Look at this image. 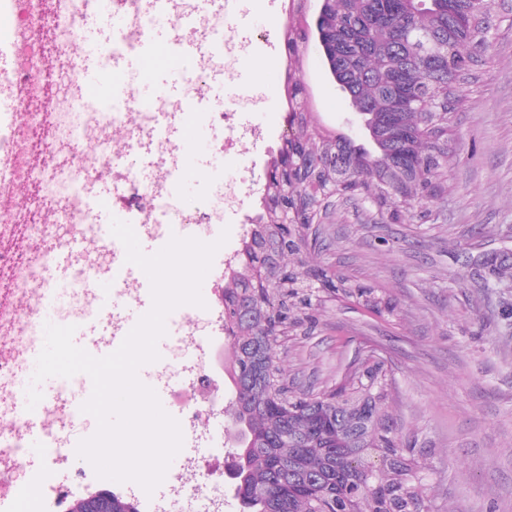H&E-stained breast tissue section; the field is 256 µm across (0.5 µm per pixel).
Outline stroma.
Wrapping results in <instances>:
<instances>
[{
	"label": "stroma",
	"mask_w": 512,
	"mask_h": 512,
	"mask_svg": "<svg viewBox=\"0 0 512 512\" xmlns=\"http://www.w3.org/2000/svg\"><path fill=\"white\" fill-rule=\"evenodd\" d=\"M288 3L252 0L233 19L236 29L270 36L229 77L269 97L258 118L268 145L220 155L224 171L253 165L266 174L282 141ZM487 58L453 119L447 197L411 224H379L364 206L342 201L309 240L314 265L372 289L385 308L323 294L276 343L298 396L337 386L366 354L385 360L392 411L429 466L427 493L440 512H512V277L486 289L462 266L472 252H512V11L492 31ZM302 79L324 125L363 139L315 48L305 51Z\"/></svg>",
	"instance_id": "obj_1"
}]
</instances>
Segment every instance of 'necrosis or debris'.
I'll return each mask as SVG.
<instances>
[{"label":"necrosis or debris","instance_id":"4bbe7bcc","mask_svg":"<svg viewBox=\"0 0 512 512\" xmlns=\"http://www.w3.org/2000/svg\"><path fill=\"white\" fill-rule=\"evenodd\" d=\"M241 2L121 0L129 28L98 55L102 80L113 78L114 55L138 52L163 19L172 21L178 39L197 44L199 51L182 73L181 98L160 96L143 103L130 94L102 104L88 96L84 79L83 44L98 20L97 0H13L0 30L11 61L0 71V82L20 91L18 111L0 112V160L8 167L0 180V476L11 489L31 482L23 383L43 339V315L54 314L64 324L92 322L107 308L96 278L120 254L109 226L101 222L92 187L106 181L120 187L142 232L166 240L190 229L219 235L224 216L242 212L258 190L255 169L240 168L204 178L196 206L177 205L175 188L187 145L159 121L171 114L184 125L199 120L222 129V138L213 143L219 153L264 142L262 127L236 123L232 101L197 115L183 110L185 100L207 99L213 80L233 70L245 52L231 24ZM57 78L71 86V93L52 92L50 83ZM143 153L151 159L146 176L137 164ZM62 224L68 227L63 235L57 232ZM73 240L82 245L81 258L66 280L51 284L46 273ZM166 329L175 360L156 375L174 386V404L187 433L210 436L211 417L224 410L222 387L212 373L224 312L213 307L203 320L192 306H182L168 316ZM81 383L78 375L62 379L58 397L42 414L49 442L44 455L60 473L69 471L75 452L56 447L55 438L83 439L92 429L91 416L69 404ZM181 461L179 473L169 480L180 512H223V467L198 448L182 451Z\"/></svg>","mask_w":512,"mask_h":512}]
</instances>
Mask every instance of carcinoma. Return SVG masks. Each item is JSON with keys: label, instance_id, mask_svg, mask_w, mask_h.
I'll list each match as a JSON object with an SVG mask.
<instances>
[{"label": "carcinoma", "instance_id": "carcinoma-1", "mask_svg": "<svg viewBox=\"0 0 512 512\" xmlns=\"http://www.w3.org/2000/svg\"><path fill=\"white\" fill-rule=\"evenodd\" d=\"M504 0H322L318 28L336 83L364 126L358 143L318 120L301 79L302 7L290 14L288 134L267 162L265 190L224 274V370L239 426L234 496L241 512H432L426 467L390 410L392 373L369 355L337 387L290 396L274 352L314 291L345 288L305 268L312 226L337 199L368 203L392 224L448 193L453 114L476 79ZM499 282L507 253L466 263ZM112 512H139L106 490Z\"/></svg>", "mask_w": 512, "mask_h": 512}]
</instances>
